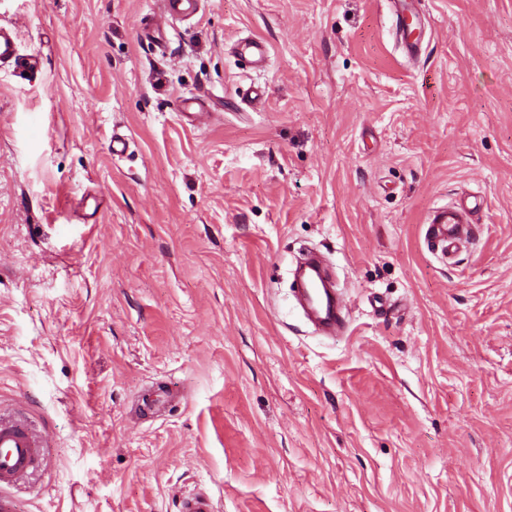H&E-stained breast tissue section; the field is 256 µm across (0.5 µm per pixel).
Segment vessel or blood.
Wrapping results in <instances>:
<instances>
[{
  "instance_id": "b4317fda",
  "label": "vessel or blood",
  "mask_w": 512,
  "mask_h": 512,
  "mask_svg": "<svg viewBox=\"0 0 512 512\" xmlns=\"http://www.w3.org/2000/svg\"><path fill=\"white\" fill-rule=\"evenodd\" d=\"M165 17L188 20L199 11L200 0H159ZM395 26V36L406 55H415L420 46L414 33L417 18L411 17L408 0H388ZM237 53L250 65L265 62L267 44L257 38H247L237 44ZM425 237L442 255H449L458 248L471 245L474 229L471 210L466 204L438 207L426 220ZM307 295L317 308L321 325L331 326L343 318V307L337 301L333 289L313 287ZM46 441L29 422L0 418V512H17L16 502L5 490L14 486L29 474L38 470L45 459ZM182 512H216V505L207 491L199 490L182 498Z\"/></svg>"
}]
</instances>
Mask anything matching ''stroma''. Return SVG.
I'll return each mask as SVG.
<instances>
[{"mask_svg":"<svg viewBox=\"0 0 512 512\" xmlns=\"http://www.w3.org/2000/svg\"><path fill=\"white\" fill-rule=\"evenodd\" d=\"M155 2L0 0V412L48 443L18 512H512V0H417L411 59L387 0H202L163 46ZM236 49L239 57L253 66L264 63L268 55L267 44L257 38H247L239 41ZM425 226V238L436 249L441 248L443 258L474 240L471 210L464 203L433 209ZM309 300L317 307L318 322L324 326L336 325L343 318V306L337 301L334 288H303ZM216 505L205 490L189 493L182 497V512H216Z\"/></svg>","mask_w":512,"mask_h":512,"instance_id":"1","label":"stroma"}]
</instances>
